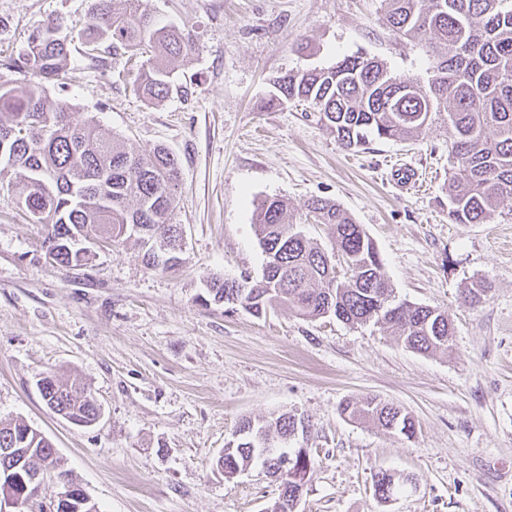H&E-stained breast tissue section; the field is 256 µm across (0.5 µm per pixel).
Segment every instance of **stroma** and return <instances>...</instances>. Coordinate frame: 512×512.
Segmentation results:
<instances>
[{
    "label": "stroma",
    "instance_id": "obj_1",
    "mask_svg": "<svg viewBox=\"0 0 512 512\" xmlns=\"http://www.w3.org/2000/svg\"><path fill=\"white\" fill-rule=\"evenodd\" d=\"M161 24L190 34L193 54L159 103L134 96L124 55L82 60L79 86L48 94L148 155L166 147L181 172L172 223L185 231L175 269L147 268L134 241L92 249L86 265L46 255V227L0 190V422L50 439L101 512H265L278 494L260 467L225 478L211 462L243 420L290 412L312 425L299 512H512V209L488 224L448 219V139L355 152L309 105L260 110L273 78L363 53L391 74L427 80L421 42L395 37L382 0H147ZM94 0H0V57L49 18L86 26ZM335 201L374 241L398 299L447 313L453 350L423 355L379 328L284 308L256 317L206 303L216 278L259 276L254 204ZM488 288L476 307L464 288ZM81 377L100 420L73 425L44 403L45 371ZM372 396L415 419L413 437L341 415ZM408 480L392 501L377 471Z\"/></svg>",
    "mask_w": 512,
    "mask_h": 512
}]
</instances>
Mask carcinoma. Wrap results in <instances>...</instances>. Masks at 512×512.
Masks as SVG:
<instances>
[{
    "instance_id": "carcinoma-1",
    "label": "carcinoma",
    "mask_w": 512,
    "mask_h": 512,
    "mask_svg": "<svg viewBox=\"0 0 512 512\" xmlns=\"http://www.w3.org/2000/svg\"><path fill=\"white\" fill-rule=\"evenodd\" d=\"M383 21L400 38L425 41L434 66L425 83L390 74L386 63L363 55L335 66L289 72L273 79L267 107L309 104L319 121L346 149L356 151L369 137L412 141L438 123L448 134L451 173L445 192L453 224H487L512 202V0H384ZM83 57L96 59L142 47L152 58L137 67L133 91L149 103L172 92V62L194 51L191 38L168 29L152 16L145 0H97L85 29L58 19L33 32L25 52L3 66L21 78L0 83V173L15 174L18 202L26 216L47 226L46 254L64 266H81L89 254L78 247L88 235L115 243L137 236L143 260L159 263L146 240L179 245L181 225L170 223L180 182L174 155L157 147L143 157L118 137L102 133L91 119L51 99L46 84L77 83L72 43ZM412 91L401 92L402 84ZM327 228L331 248L311 241L301 225ZM254 232L264 254L260 277L215 279L210 301L239 305L255 316L283 307L314 320L332 315L352 325L373 324L392 331L422 354L451 350L453 328L445 312L396 299L373 241L336 202L313 197L295 216L288 200L265 197L254 208ZM341 257L350 275L336 273ZM44 397L57 411L86 423L101 407L79 378L51 377ZM340 413L371 420L383 429L411 437L413 417L400 407L365 398L346 401ZM309 428L305 418L282 413L268 421L245 419L235 447L216 469L230 478L259 461L280 482L278 500L291 501L294 477L315 463L307 448L288 439ZM0 448H18L0 458V478L22 485L29 471L52 455V442L23 420L0 423Z\"/></svg>"
}]
</instances>
